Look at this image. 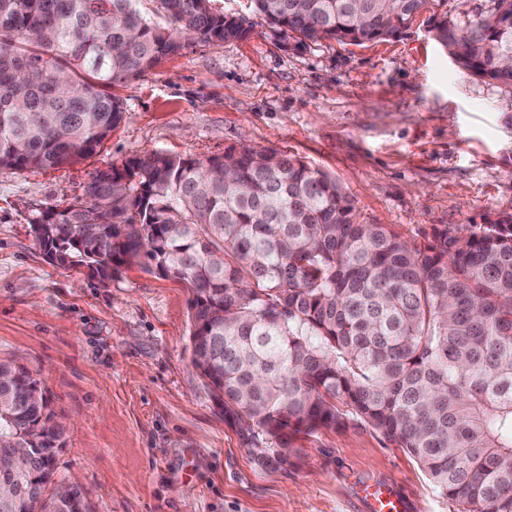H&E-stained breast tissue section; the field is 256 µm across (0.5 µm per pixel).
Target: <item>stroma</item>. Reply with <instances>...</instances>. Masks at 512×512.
<instances>
[{
	"label": "stroma",
	"instance_id": "1",
	"mask_svg": "<svg viewBox=\"0 0 512 512\" xmlns=\"http://www.w3.org/2000/svg\"><path fill=\"white\" fill-rule=\"evenodd\" d=\"M430 27L303 45L258 18L245 39L191 44L112 86L123 118L95 154L0 168V359L24 361L50 391L67 425L52 481L76 480L90 512H366L375 483L404 512H458L364 427L300 438L287 465L259 467L191 364L186 283L134 265L104 286L48 263L30 234L36 213L130 157L245 146L319 168L361 220L418 245L512 214V92L459 71Z\"/></svg>",
	"mask_w": 512,
	"mask_h": 512
}]
</instances>
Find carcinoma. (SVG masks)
I'll use <instances>...</instances> for the list:
<instances>
[{
    "instance_id": "cac0c4a2",
    "label": "carcinoma",
    "mask_w": 512,
    "mask_h": 512,
    "mask_svg": "<svg viewBox=\"0 0 512 512\" xmlns=\"http://www.w3.org/2000/svg\"><path fill=\"white\" fill-rule=\"evenodd\" d=\"M460 28L448 0H250L302 44L398 37L423 15L461 70L512 89V0ZM211 0H0V168L95 153L123 114L108 88L191 41L246 37ZM41 249L105 284L133 262L187 283L191 363L265 468L322 429L368 427L404 449L458 512H512V215L411 245L367 224L299 158L243 147L160 151L99 170L44 222ZM38 373L0 360V512H88L46 495L66 428Z\"/></svg>"
}]
</instances>
